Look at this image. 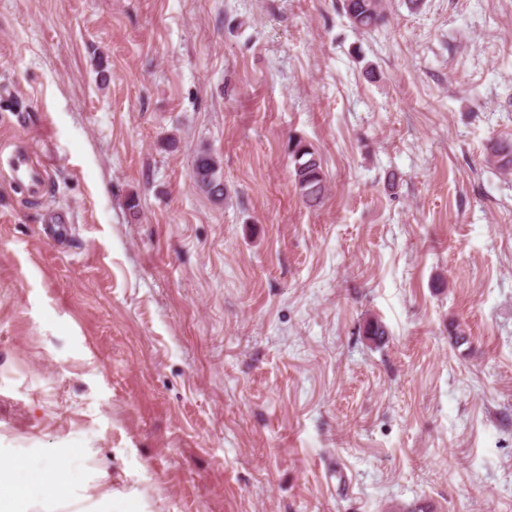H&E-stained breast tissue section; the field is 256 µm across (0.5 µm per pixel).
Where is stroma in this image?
I'll return each mask as SVG.
<instances>
[{"label":"stroma","mask_w":512,"mask_h":512,"mask_svg":"<svg viewBox=\"0 0 512 512\" xmlns=\"http://www.w3.org/2000/svg\"><path fill=\"white\" fill-rule=\"evenodd\" d=\"M387 4L0 0V156L50 164L0 163V461L82 474L33 512H512V0ZM342 7L357 30H372L385 19L384 0H343ZM293 177L302 201L318 204L324 197L326 179L320 159L303 141H295L292 150ZM9 165L13 176L19 181H28L31 185L42 183L45 170L35 171L26 154L14 152L9 159ZM193 181L198 188L215 198L224 197L226 186L220 164L210 153L198 154L193 164Z\"/></svg>","instance_id":"1"}]
</instances>
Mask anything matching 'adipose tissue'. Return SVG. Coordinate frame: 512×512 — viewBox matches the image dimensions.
Returning a JSON list of instances; mask_svg holds the SVG:
<instances>
[{
    "instance_id": "adipose-tissue-1",
    "label": "adipose tissue",
    "mask_w": 512,
    "mask_h": 512,
    "mask_svg": "<svg viewBox=\"0 0 512 512\" xmlns=\"http://www.w3.org/2000/svg\"><path fill=\"white\" fill-rule=\"evenodd\" d=\"M81 479L77 470L57 460L30 469L19 463L0 464V512H29L34 488L49 486L56 499L67 498Z\"/></svg>"
}]
</instances>
